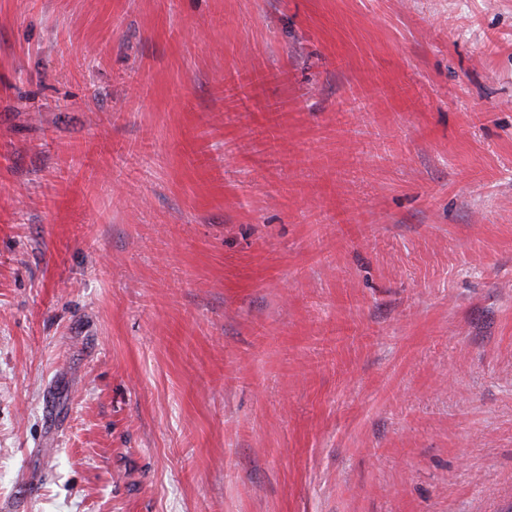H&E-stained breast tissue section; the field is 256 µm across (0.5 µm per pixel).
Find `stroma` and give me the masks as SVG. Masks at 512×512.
<instances>
[{"instance_id":"35a3bbf8","label":"stroma","mask_w":512,"mask_h":512,"mask_svg":"<svg viewBox=\"0 0 512 512\" xmlns=\"http://www.w3.org/2000/svg\"><path fill=\"white\" fill-rule=\"evenodd\" d=\"M0 512H512V0H0Z\"/></svg>"}]
</instances>
